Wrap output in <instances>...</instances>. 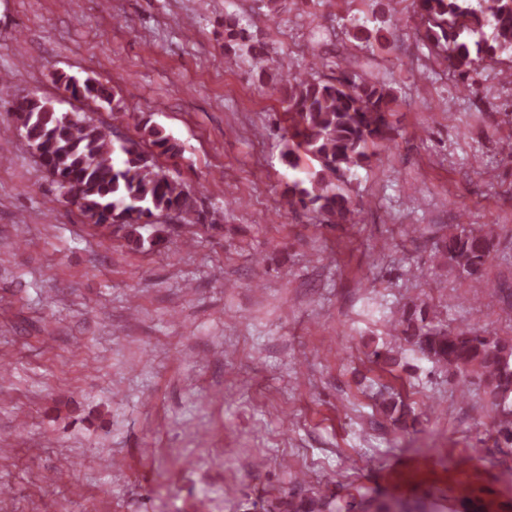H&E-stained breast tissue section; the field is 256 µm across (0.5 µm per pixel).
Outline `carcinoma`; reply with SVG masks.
<instances>
[{"instance_id": "obj_1", "label": "carcinoma", "mask_w": 512, "mask_h": 512, "mask_svg": "<svg viewBox=\"0 0 512 512\" xmlns=\"http://www.w3.org/2000/svg\"><path fill=\"white\" fill-rule=\"evenodd\" d=\"M420 17L423 46L448 72L469 77L481 60L512 53V0H415ZM492 36L484 37L485 30ZM228 44L246 53L264 76L269 59L263 46L253 42L238 19H224ZM316 63L303 71L288 73L275 87L288 115L283 139L288 142L282 158L293 165L294 148H302L316 162L307 180L288 183L283 198L288 208L313 210L333 224L353 222L355 205L344 189L352 169L375 155L373 148L394 140L391 124L392 89L375 78H364L345 69L332 82L315 77ZM57 82L77 100L112 102V88L97 80L79 82L60 75ZM0 103L8 106L18 131L35 151L40 164L63 191H76L78 209L85 221L109 237L142 241L140 229L167 216L203 232L217 229L214 212L199 208L196 194L172 177L158 158L172 159L180 144L157 125H137L138 138L126 139L115 158L110 133L91 120L73 114L67 118L52 101L19 96L11 88L0 89ZM496 230L480 228L446 239L438 254L459 267L475 288H484V267L490 258ZM398 333L436 366L455 376L476 372L483 378L491 406L498 413V432L512 440V340H502L477 329L431 326L403 310L395 322ZM381 413L394 420L407 416L403 401L381 396ZM330 503L309 497L283 504V512H323Z\"/></svg>"}]
</instances>
